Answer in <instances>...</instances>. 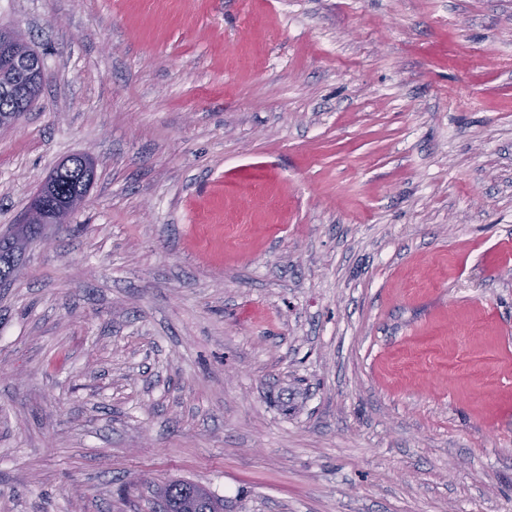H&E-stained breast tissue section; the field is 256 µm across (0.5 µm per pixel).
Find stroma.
Segmentation results:
<instances>
[{"label": "stroma", "mask_w": 512, "mask_h": 512, "mask_svg": "<svg viewBox=\"0 0 512 512\" xmlns=\"http://www.w3.org/2000/svg\"><path fill=\"white\" fill-rule=\"evenodd\" d=\"M0 512H512V0H0ZM0 50L10 55L17 69L20 71L22 81L16 86H1L0 93H9L12 95L17 105L20 107L18 111H14L10 122L11 126L14 125L23 112H29L35 100L37 94H29L26 96V90L29 87L35 89H43L47 74L44 63L42 62L39 54L31 49L30 47L22 48L19 47L13 37V34L9 30L0 28ZM18 113H21L20 115ZM168 512H220L224 504L198 485L171 481L166 484Z\"/></svg>", "instance_id": "obj_1"}]
</instances>
